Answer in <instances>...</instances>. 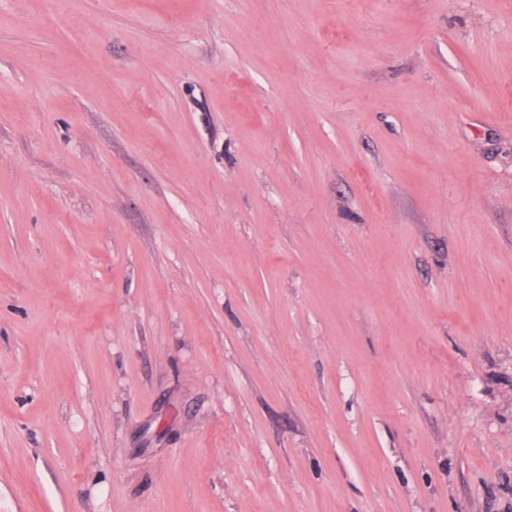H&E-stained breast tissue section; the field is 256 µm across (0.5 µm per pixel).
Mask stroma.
<instances>
[{"instance_id": "1", "label": "stroma", "mask_w": 512, "mask_h": 512, "mask_svg": "<svg viewBox=\"0 0 512 512\" xmlns=\"http://www.w3.org/2000/svg\"><path fill=\"white\" fill-rule=\"evenodd\" d=\"M0 512H512V0H0Z\"/></svg>"}]
</instances>
